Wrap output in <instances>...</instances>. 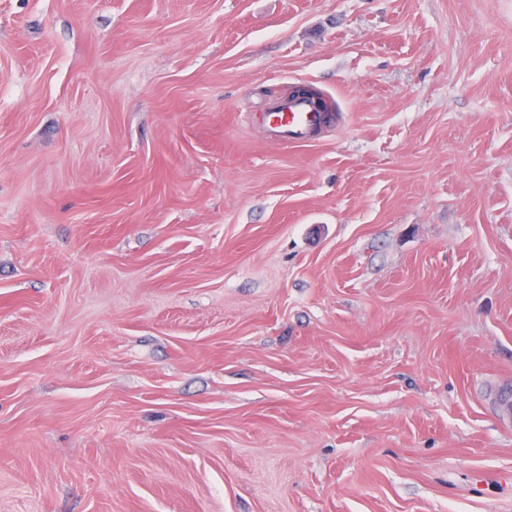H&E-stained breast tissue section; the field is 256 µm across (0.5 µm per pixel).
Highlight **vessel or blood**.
<instances>
[{"mask_svg":"<svg viewBox=\"0 0 512 512\" xmlns=\"http://www.w3.org/2000/svg\"><path fill=\"white\" fill-rule=\"evenodd\" d=\"M267 139L277 144L305 146L335 122L331 112L318 111L307 99L285 95L261 114Z\"/></svg>","mask_w":512,"mask_h":512,"instance_id":"b4317fda","label":"vessel or blood"}]
</instances>
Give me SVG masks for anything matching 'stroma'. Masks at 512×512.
<instances>
[{
  "instance_id": "stroma-1",
  "label": "stroma",
  "mask_w": 512,
  "mask_h": 512,
  "mask_svg": "<svg viewBox=\"0 0 512 512\" xmlns=\"http://www.w3.org/2000/svg\"><path fill=\"white\" fill-rule=\"evenodd\" d=\"M510 387L512 0H0V512H512ZM266 138L277 144L305 146L335 122L334 112H319L307 99L284 95L261 112Z\"/></svg>"
}]
</instances>
